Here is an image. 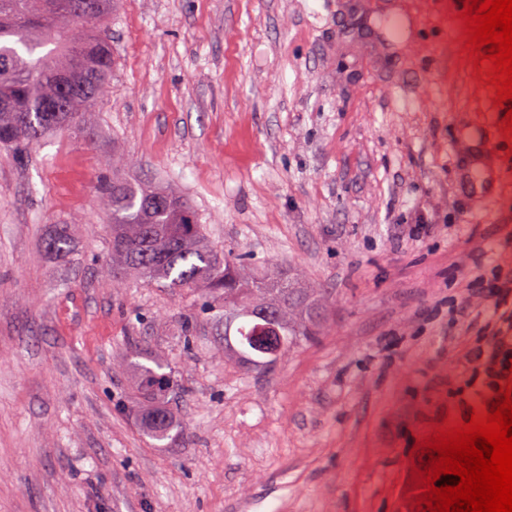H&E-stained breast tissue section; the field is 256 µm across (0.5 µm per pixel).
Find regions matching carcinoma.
<instances>
[{
    "instance_id": "cac0c4a2",
    "label": "carcinoma",
    "mask_w": 512,
    "mask_h": 512,
    "mask_svg": "<svg viewBox=\"0 0 512 512\" xmlns=\"http://www.w3.org/2000/svg\"><path fill=\"white\" fill-rule=\"evenodd\" d=\"M74 15L66 0H0V145L22 150L43 134L77 125L83 106L107 92L115 59L102 25L116 0H78ZM94 70L90 96L63 89L76 65ZM112 214L108 225L112 272L175 291L206 289L224 303V356L262 369L295 345L314 338L324 321V302L304 286L300 273L271 268L256 276L240 255L212 247L204 225L179 193L148 181L115 177L104 189ZM47 252L65 256L70 238L59 232ZM168 364L138 365L140 388L150 400L172 385ZM146 430L163 441L181 427L164 407H150Z\"/></svg>"
}]
</instances>
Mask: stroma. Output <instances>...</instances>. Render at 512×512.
I'll return each instance as SVG.
<instances>
[{
    "label": "stroma",
    "mask_w": 512,
    "mask_h": 512,
    "mask_svg": "<svg viewBox=\"0 0 512 512\" xmlns=\"http://www.w3.org/2000/svg\"><path fill=\"white\" fill-rule=\"evenodd\" d=\"M463 3L120 0L80 129L0 147V512H397L416 437L495 400L474 353L512 276L507 108ZM116 175L181 192L216 248L300 265L316 339L250 370L204 292L113 275ZM153 356L179 386L162 442ZM496 286L491 291L489 297L490 305L495 311L508 312V307L512 310V278L496 277ZM153 366L138 364V369L142 372L140 378V388L147 401L153 399L158 392H165L172 385L170 372H161L169 369L168 364L160 361H152ZM145 427L149 436L157 441L177 436L181 431L178 421L164 407L148 408Z\"/></svg>",
    "instance_id": "1"
}]
</instances>
